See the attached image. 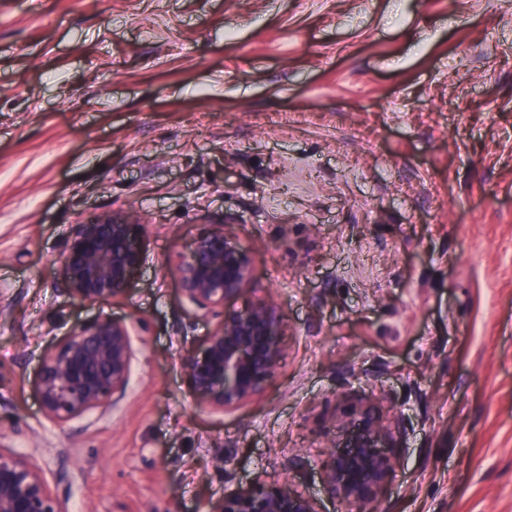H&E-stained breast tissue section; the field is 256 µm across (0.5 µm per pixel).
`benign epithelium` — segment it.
I'll list each match as a JSON object with an SVG mask.
<instances>
[{
	"instance_id": "benign-epithelium-1",
	"label": "benign epithelium",
	"mask_w": 512,
	"mask_h": 512,
	"mask_svg": "<svg viewBox=\"0 0 512 512\" xmlns=\"http://www.w3.org/2000/svg\"><path fill=\"white\" fill-rule=\"evenodd\" d=\"M143 225L115 215L78 225L60 256L56 288L70 300L94 302L123 294L144 256ZM253 253L244 248L230 224L201 233L177 272L181 292L195 311L220 317L199 352L181 356L196 403L224 412L262 393L283 357L284 322L272 300L241 311L225 308L252 281ZM132 326L102 316L79 327L41 358L37 389L43 413L56 424L106 404H117L128 388L137 360ZM349 435L331 442L323 466L328 497L350 512H380V496L399 464L389 451L392 425L369 408L354 411ZM33 448L19 453L0 447V512H60L45 471L38 465L37 432ZM210 512H319L316 502L290 482L253 483L224 492Z\"/></svg>"
}]
</instances>
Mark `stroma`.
I'll return each instance as SVG.
<instances>
[{"instance_id": "35a3bbf8", "label": "stroma", "mask_w": 512, "mask_h": 512, "mask_svg": "<svg viewBox=\"0 0 512 512\" xmlns=\"http://www.w3.org/2000/svg\"><path fill=\"white\" fill-rule=\"evenodd\" d=\"M112 213L142 266L65 298L68 239ZM215 224L254 252L231 308L285 323L223 413L180 368L218 320L177 262ZM105 315L141 349L125 398L49 421L41 355ZM365 405L401 460L383 512H512V0H0V446L39 433L63 512H210L258 477L336 512L322 464Z\"/></svg>"}]
</instances>
